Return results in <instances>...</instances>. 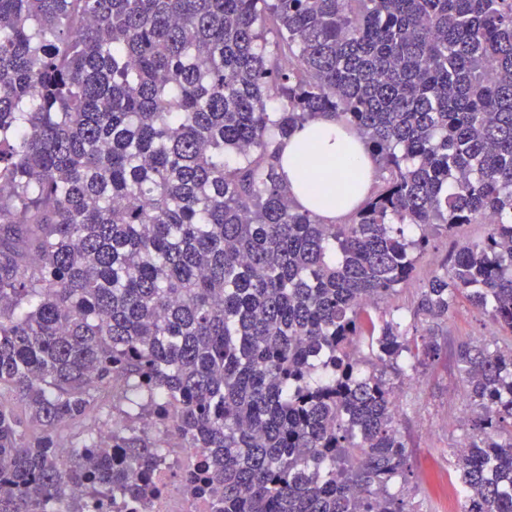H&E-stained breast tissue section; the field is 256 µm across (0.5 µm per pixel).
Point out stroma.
I'll use <instances>...</instances> for the list:
<instances>
[{
    "mask_svg": "<svg viewBox=\"0 0 512 512\" xmlns=\"http://www.w3.org/2000/svg\"><path fill=\"white\" fill-rule=\"evenodd\" d=\"M486 232V225L465 224L453 235L431 238L413 279L392 298L391 308L412 316L427 278L446 264L459 243L480 240ZM492 329L489 316L480 314L467 300H458L441 328L447 352L402 386L399 429L410 451L404 486L410 512H448V483L454 470L451 449L467 435L464 400L450 349L463 340L487 341Z\"/></svg>",
    "mask_w": 512,
    "mask_h": 512,
    "instance_id": "1",
    "label": "stroma"
}]
</instances>
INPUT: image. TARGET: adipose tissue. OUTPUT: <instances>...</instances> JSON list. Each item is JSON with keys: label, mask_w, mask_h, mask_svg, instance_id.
I'll list each match as a JSON object with an SVG mask.
<instances>
[{"label": "adipose tissue", "mask_w": 512, "mask_h": 512, "mask_svg": "<svg viewBox=\"0 0 512 512\" xmlns=\"http://www.w3.org/2000/svg\"><path fill=\"white\" fill-rule=\"evenodd\" d=\"M307 153L320 160L317 173L333 186L341 187L356 179L366 187L375 174L373 158L362 140L333 119L310 122L285 140L283 152L289 190L302 205L307 202L305 186L309 178L301 159Z\"/></svg>", "instance_id": "adipose-tissue-1"}]
</instances>
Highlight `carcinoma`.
<instances>
[{"instance_id": "1", "label": "carcinoma", "mask_w": 512, "mask_h": 512, "mask_svg": "<svg viewBox=\"0 0 512 512\" xmlns=\"http://www.w3.org/2000/svg\"><path fill=\"white\" fill-rule=\"evenodd\" d=\"M321 117L378 172L340 224L280 173ZM486 214L416 314L503 334L457 344L452 455L512 512V0H0V512H147L146 419L211 512H405L387 373L445 344L371 309Z\"/></svg>"}]
</instances>
